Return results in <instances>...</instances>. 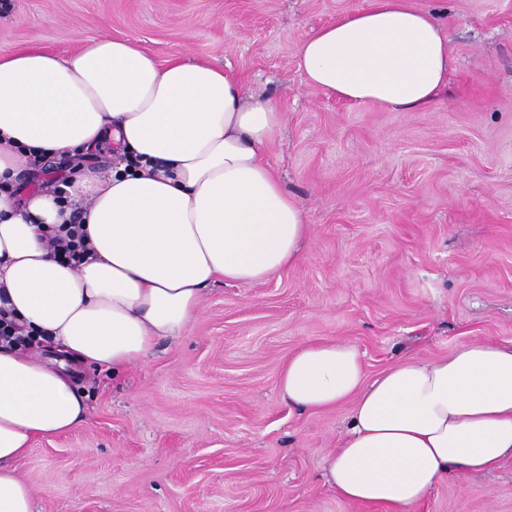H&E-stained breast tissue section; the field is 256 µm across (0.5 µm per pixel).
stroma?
<instances>
[{
    "label": "stroma",
    "instance_id": "obj_1",
    "mask_svg": "<svg viewBox=\"0 0 512 512\" xmlns=\"http://www.w3.org/2000/svg\"><path fill=\"white\" fill-rule=\"evenodd\" d=\"M368 0H0V54L101 35L158 61L230 66L286 115L266 158L312 233L252 286L213 284L183 336L121 377L79 370L86 416L16 465L34 512H386L326 482L350 404L277 389L304 343L356 347L369 375L471 341L512 343V0H408L453 66L435 107L389 111L308 87L296 50ZM415 512H512V462L449 473Z\"/></svg>",
    "mask_w": 512,
    "mask_h": 512
}]
</instances>
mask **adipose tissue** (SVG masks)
<instances>
[{"label":"adipose tissue","mask_w":512,"mask_h":512,"mask_svg":"<svg viewBox=\"0 0 512 512\" xmlns=\"http://www.w3.org/2000/svg\"><path fill=\"white\" fill-rule=\"evenodd\" d=\"M296 59L314 89L403 112L435 106L451 63L447 33L406 0H369L315 30ZM284 120L232 71L163 65L131 39L0 55V187L31 158L75 156L105 139L121 159L105 173L78 169L67 207L45 190L19 203L0 191V297L57 352L0 348V512H33L15 462L35 437L84 419L77 365L120 375L181 337L210 285L259 284L299 261L310 226L265 157ZM75 206L94 256L74 269L55 260L44 232ZM277 387L301 411L351 403L326 459L329 486L351 504L413 512L448 473L512 460V346L468 342L371 379L354 346L310 342L282 363Z\"/></svg>","instance_id":"1"}]
</instances>
